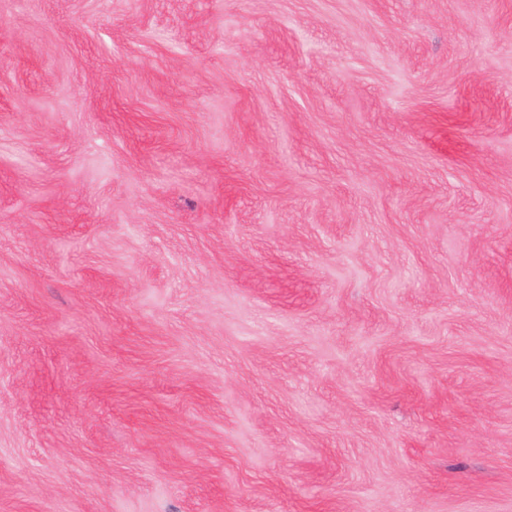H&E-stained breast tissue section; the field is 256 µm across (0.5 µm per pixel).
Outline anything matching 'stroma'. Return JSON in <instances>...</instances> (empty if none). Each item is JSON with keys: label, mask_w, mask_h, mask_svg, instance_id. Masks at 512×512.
Returning a JSON list of instances; mask_svg holds the SVG:
<instances>
[{"label": "stroma", "mask_w": 512, "mask_h": 512, "mask_svg": "<svg viewBox=\"0 0 512 512\" xmlns=\"http://www.w3.org/2000/svg\"><path fill=\"white\" fill-rule=\"evenodd\" d=\"M0 512H512V0H0Z\"/></svg>", "instance_id": "stroma-1"}]
</instances>
